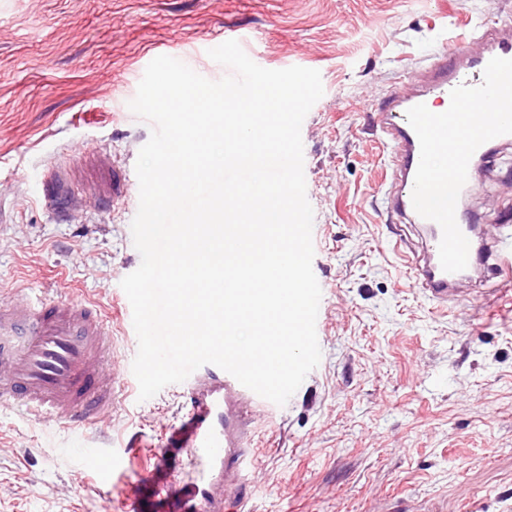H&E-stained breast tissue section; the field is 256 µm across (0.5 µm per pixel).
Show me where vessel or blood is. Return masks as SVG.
I'll use <instances>...</instances> for the list:
<instances>
[{
	"instance_id": "vessel-or-blood-1",
	"label": "vessel or blood",
	"mask_w": 512,
	"mask_h": 512,
	"mask_svg": "<svg viewBox=\"0 0 512 512\" xmlns=\"http://www.w3.org/2000/svg\"><path fill=\"white\" fill-rule=\"evenodd\" d=\"M512 59V37L491 23L478 26L451 56H440L418 85L393 91L374 115L392 151L391 180L396 187L393 213L421 234L414 248L399 234L408 274L428 300L447 304L459 284L480 272L488 255L502 252L506 237L487 242L471 215L457 211L456 221L469 241L465 270L445 272L439 261L440 226L421 217L412 204L420 145L406 112L425 104L435 113L450 105V92L480 85L488 62ZM73 170L42 182V199L58 220H68L81 204L64 196L62 183ZM112 320L94 306L51 301L22 290L0 291V406H18L74 433L99 426L117 412L138 382L131 362L115 366ZM181 416L168 427L162 444L142 473L130 483L126 512H229L245 503L256 468V414L275 405L222 369L205 365L176 386Z\"/></svg>"
}]
</instances>
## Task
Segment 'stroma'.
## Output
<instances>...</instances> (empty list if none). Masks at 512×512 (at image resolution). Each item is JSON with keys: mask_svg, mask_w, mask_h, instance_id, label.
<instances>
[{"mask_svg": "<svg viewBox=\"0 0 512 512\" xmlns=\"http://www.w3.org/2000/svg\"><path fill=\"white\" fill-rule=\"evenodd\" d=\"M512 0H0V288L49 291L112 314L135 271L130 201L102 205L112 174L135 178L152 128L129 109L147 65L254 35L255 63L318 70L303 121L322 291L319 365L283 409L259 414L256 491L245 512H512V298L486 313L491 274L447 308L423 296L392 250L389 148L379 103L418 82L444 49ZM81 163L86 205L69 223L39 199L48 170ZM466 209L494 231L512 206V144L472 166ZM182 400L130 395L87 447L156 449ZM73 434L0 407V512H123L132 463L94 485Z\"/></svg>", "mask_w": 512, "mask_h": 512, "instance_id": "35a3bbf8", "label": "stroma"}]
</instances>
